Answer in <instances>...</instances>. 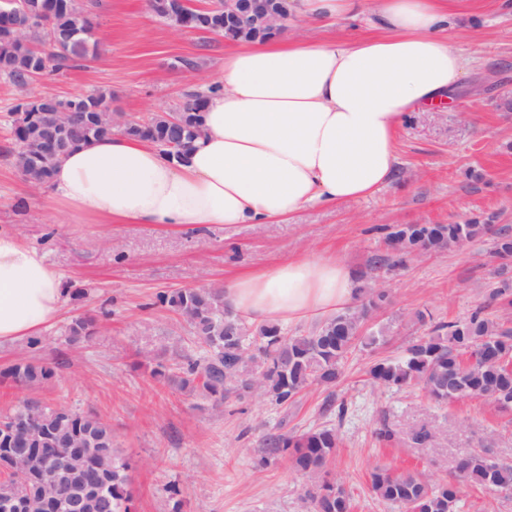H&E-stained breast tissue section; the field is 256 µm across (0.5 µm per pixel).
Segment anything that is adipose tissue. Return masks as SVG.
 Masks as SVG:
<instances>
[{
  "label": "adipose tissue",
  "instance_id": "1",
  "mask_svg": "<svg viewBox=\"0 0 512 512\" xmlns=\"http://www.w3.org/2000/svg\"><path fill=\"white\" fill-rule=\"evenodd\" d=\"M364 0H290L289 22L329 24ZM379 33L356 42L281 35L225 53L193 149L176 161L114 134L73 147L51 196L81 224H273L312 205L374 195L398 157L395 133L446 102L467 62L448 35L447 0H377ZM62 274L0 229V343L40 335L62 304ZM347 269L293 259L245 275L224 302L258 320L332 312L351 301Z\"/></svg>",
  "mask_w": 512,
  "mask_h": 512
}]
</instances>
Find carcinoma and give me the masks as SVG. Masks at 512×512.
<instances>
[{"mask_svg":"<svg viewBox=\"0 0 512 512\" xmlns=\"http://www.w3.org/2000/svg\"><path fill=\"white\" fill-rule=\"evenodd\" d=\"M39 13L37 30L29 40L18 42L0 20V75L14 86L34 74L57 70L68 63L86 61L93 25L75 0H31ZM187 27L215 36L224 31V14L187 10ZM211 85L194 90L176 110L155 113L141 121L115 128L104 92L80 94L60 101L70 112L68 134L54 157L41 150L46 134L57 127L59 115L35 98L18 99L8 112L14 145L24 153H12L17 170L34 187H42L56 164L75 145L114 134L155 143L169 158H178L199 135L202 109ZM488 235L493 254L503 261L512 258V229L480 224H403L387 228L384 248L369 258L373 271L405 266L417 254L443 252ZM492 301L512 308V283L504 279L491 291ZM159 304L187 325L206 347L203 362L156 360L151 375L159 383L176 387L216 405L259 395L277 407L295 404L313 386L336 387L345 366L356 352H375L391 331L382 325L364 334L372 314L388 300L381 288L361 289L359 304L340 308L319 319L310 329L288 336L274 322L255 325L224 304V288H179L157 296ZM509 319L494 320L486 307H475L456 321H439L414 337L394 358L376 359L368 369L372 384L388 388H417L427 399L446 403L470 398L492 404L501 413L512 414V326ZM97 328L91 314H80L67 325V342H88ZM3 375L15 385L36 389L53 382L56 367L36 358L21 357ZM21 416L30 420L29 447L42 448L61 463L59 483L52 489L34 481L43 465L36 453L0 454V499L26 498L31 512L37 502L69 493L70 473L76 466L83 474H103L102 494L112 504L111 512H131L128 489L129 464L113 448L112 425L95 413L74 411L63 405L27 400L0 413V449L10 441L8 428ZM340 444L333 426L300 434L267 433L261 443L262 460L288 453L293 468L309 481L304 491L307 512H351L352 496L331 478L328 466ZM370 489L381 502L398 512H460L464 490L481 489L512 494V465L495 460L490 449L467 451L458 459L453 475L435 482L419 472L397 473L377 466L369 474Z\"/></svg>","mask_w":512,"mask_h":512,"instance_id":"cac0c4a2","label":"carcinoma"}]
</instances>
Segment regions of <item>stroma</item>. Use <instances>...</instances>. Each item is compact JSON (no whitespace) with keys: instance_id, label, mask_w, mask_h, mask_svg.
<instances>
[{"instance_id":"1","label":"stroma","mask_w":512,"mask_h":512,"mask_svg":"<svg viewBox=\"0 0 512 512\" xmlns=\"http://www.w3.org/2000/svg\"><path fill=\"white\" fill-rule=\"evenodd\" d=\"M100 37L93 59L49 72L20 91L0 76V228L37 248L64 276V305L42 332L39 347L0 345V409L35 397L112 424L114 442L130 465L133 512H303L306 481L288 458L259 465L268 431L301 433L328 424L315 387L295 405L276 407L254 396L221 406L157 384L145 353L172 347L194 359L204 347L187 326L154 306L157 293L228 284L235 278L297 258H333L347 266L356 287L386 289L389 301L370 320L387 324L390 341L376 354L346 365L335 396L348 411L337 429L341 444L331 469L350 491L352 512H391L369 486L375 465L451 475L458 453L488 448L512 464V422L487 403L458 400L436 405L418 392L371 386L374 358L397 355L420 326L418 310L455 320L488 297L501 262L481 238L441 254L418 255L383 278L367 268L385 225L462 223L477 217L512 226V13L500 0H457L449 31L469 61L444 110L415 113L397 137L396 176L373 196L332 206L314 205L277 224H75L57 213L46 188L17 173L5 122L20 95L31 98L95 90L112 93V109L133 118L171 112L193 87L215 83L224 39L179 29L157 18L145 0H77ZM330 27L303 24L309 41L357 40L374 35L370 10ZM193 60L195 69L184 67ZM101 314L91 341L66 343L71 317ZM31 355L58 362L54 383L32 391L3 372ZM392 432L381 443L380 426ZM428 428L431 441L415 435Z\"/></svg>"}]
</instances>
